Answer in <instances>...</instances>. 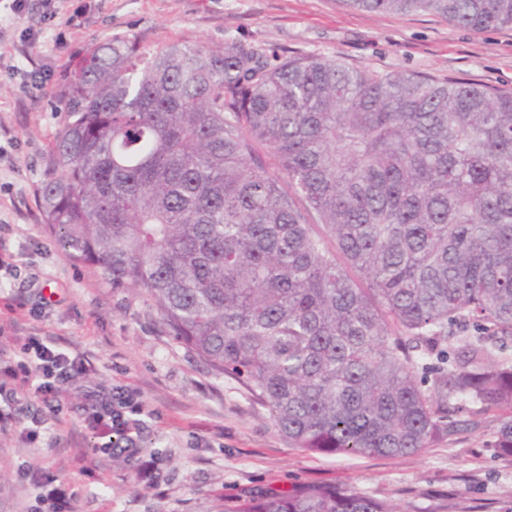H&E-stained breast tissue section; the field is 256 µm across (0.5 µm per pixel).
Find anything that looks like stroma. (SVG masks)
I'll list each match as a JSON object with an SVG mask.
<instances>
[{
  "label": "stroma",
  "mask_w": 512,
  "mask_h": 512,
  "mask_svg": "<svg viewBox=\"0 0 512 512\" xmlns=\"http://www.w3.org/2000/svg\"><path fill=\"white\" fill-rule=\"evenodd\" d=\"M79 26L44 17L29 0L0 26V235L20 254L0 271V360L23 337L48 334L81 353L87 375L67 387L61 410L40 400L9 410L0 431V512H33L37 487L21 468L69 485L76 512H217L224 499L302 482L349 485L395 512H512V458L467 432L400 457L323 456L289 447L268 408L240 382L216 376L155 321L144 290L112 287L72 263L46 231L35 201L64 115L51 94L93 43L137 37L150 48L175 41L259 45L278 56L318 54L381 72H412L512 92V29L476 34L439 16L353 10L339 0H66ZM42 74L43 88L29 83ZM26 306L11 310L13 294ZM138 391L141 447L157 481L133 477L132 462L107 455L87 425L86 392ZM45 423L32 427L31 410Z\"/></svg>",
  "instance_id": "obj_1"
}]
</instances>
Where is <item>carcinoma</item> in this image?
<instances>
[{
    "label": "carcinoma",
    "instance_id": "cac0c4a2",
    "mask_svg": "<svg viewBox=\"0 0 512 512\" xmlns=\"http://www.w3.org/2000/svg\"><path fill=\"white\" fill-rule=\"evenodd\" d=\"M339 2L512 28V0ZM53 97L45 229L112 287L144 289L290 447L399 457L468 431L512 457V93L111 37ZM221 512L394 510L309 482Z\"/></svg>",
    "mask_w": 512,
    "mask_h": 512
}]
</instances>
